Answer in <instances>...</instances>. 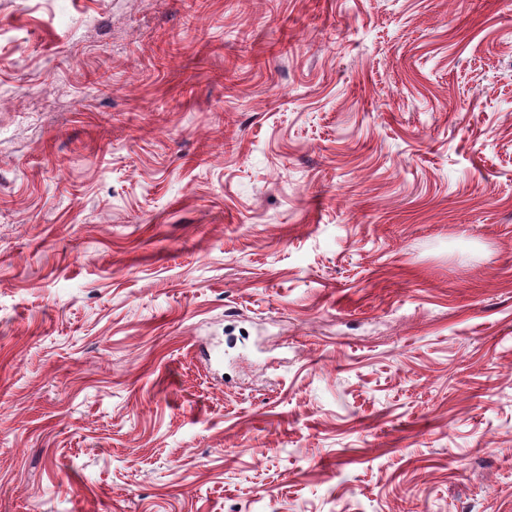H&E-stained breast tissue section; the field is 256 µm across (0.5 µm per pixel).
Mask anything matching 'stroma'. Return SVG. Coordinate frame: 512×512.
<instances>
[{
  "mask_svg": "<svg viewBox=\"0 0 512 512\" xmlns=\"http://www.w3.org/2000/svg\"><path fill=\"white\" fill-rule=\"evenodd\" d=\"M0 512H512V8L0 0Z\"/></svg>",
  "mask_w": 512,
  "mask_h": 512,
  "instance_id": "obj_1",
  "label": "stroma"
}]
</instances>
